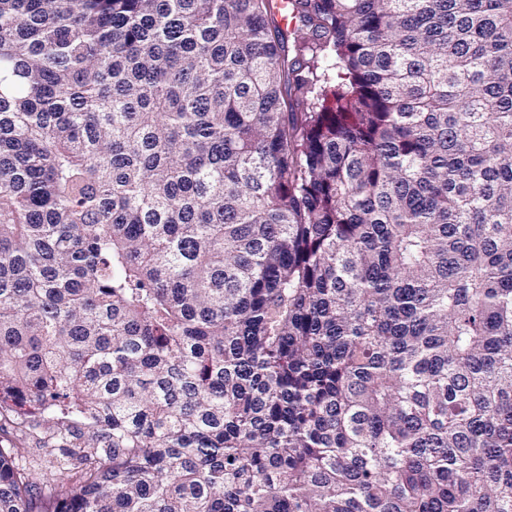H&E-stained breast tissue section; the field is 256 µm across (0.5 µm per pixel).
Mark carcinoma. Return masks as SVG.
Returning <instances> with one entry per match:
<instances>
[{
    "label": "carcinoma",
    "instance_id": "1",
    "mask_svg": "<svg viewBox=\"0 0 512 512\" xmlns=\"http://www.w3.org/2000/svg\"><path fill=\"white\" fill-rule=\"evenodd\" d=\"M0 0V512H512V0ZM0 439L3 441V444L22 443L26 448L24 456L27 461H39V459L44 455L43 448H37L38 445L35 438L32 436L29 430L24 427H15L10 429L9 433L6 435L1 434Z\"/></svg>",
    "mask_w": 512,
    "mask_h": 512
}]
</instances>
